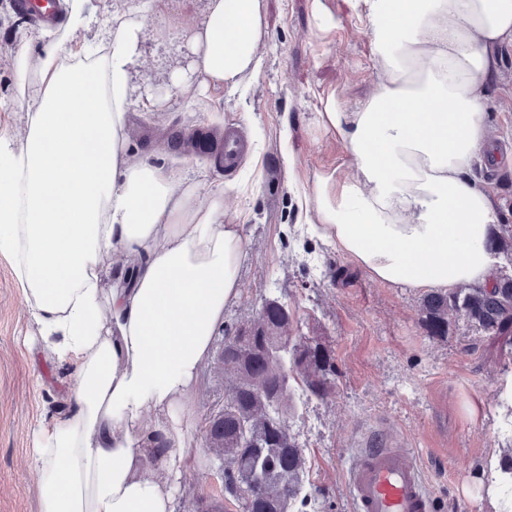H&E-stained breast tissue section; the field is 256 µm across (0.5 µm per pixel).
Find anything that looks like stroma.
<instances>
[{"label":"stroma","instance_id":"obj_1","mask_svg":"<svg viewBox=\"0 0 512 512\" xmlns=\"http://www.w3.org/2000/svg\"><path fill=\"white\" fill-rule=\"evenodd\" d=\"M271 38L261 45L259 78L244 76L208 100L169 96L173 73L188 70L187 34L204 18L206 0H149L145 41L133 96L153 95L130 114L132 148L165 167L193 171L205 188L227 191L228 206L246 221L250 259L242 291L225 326L252 321L264 298L287 302L301 332L328 347L336 368L326 400L299 398L291 434L306 458L304 512H352L345 471L358 448L395 434L412 448L438 512H495L479 476L490 461L512 459V345L489 338L462 317L432 338L422 324V293L370 279L343 253L300 224L297 188L348 162L335 134L318 125L321 101L336 94L348 106L374 88L371 36L365 18L343 0H263ZM40 27L0 0V124L20 129L12 49L21 38L40 50ZM499 78L487 102V124L502 155L481 175L503 222L512 224V46L502 47ZM231 123L247 135L256 160L231 175L214 161L177 146L175 134ZM30 316L8 262L0 258V512H38L29 466L38 425L65 397L69 380L30 342ZM225 384L204 368L184 439L181 475L173 482L175 512H199V500L224 498L206 446V417L224 402Z\"/></svg>","mask_w":512,"mask_h":512}]
</instances>
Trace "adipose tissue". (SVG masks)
<instances>
[{
    "mask_svg": "<svg viewBox=\"0 0 512 512\" xmlns=\"http://www.w3.org/2000/svg\"><path fill=\"white\" fill-rule=\"evenodd\" d=\"M65 2L41 53L15 45L25 124L0 127V257L41 350L73 373L65 410L31 444L39 512H174L185 418L240 294L245 226L224 190L129 152L141 0L82 43L87 0ZM344 2L368 22L375 87L353 109L322 99L350 170L315 178L304 223L375 281L491 287L499 217L473 169L512 0ZM269 37L261 0H207L189 39L196 77L173 75L172 94L200 100L259 75ZM115 254L125 271L107 265Z\"/></svg>",
    "mask_w": 512,
    "mask_h": 512,
    "instance_id": "obj_1",
    "label": "adipose tissue"
}]
</instances>
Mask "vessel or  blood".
<instances>
[{"label": "vessel or blood", "instance_id": "obj_1", "mask_svg": "<svg viewBox=\"0 0 512 512\" xmlns=\"http://www.w3.org/2000/svg\"><path fill=\"white\" fill-rule=\"evenodd\" d=\"M15 10L29 21L55 25L60 14L48 0H14ZM201 151L224 169L238 168L248 142L232 125L200 135ZM347 486L354 512H435L436 503L428 491L420 468L407 449L388 440L373 448L361 449L347 468Z\"/></svg>", "mask_w": 512, "mask_h": 512}]
</instances>
